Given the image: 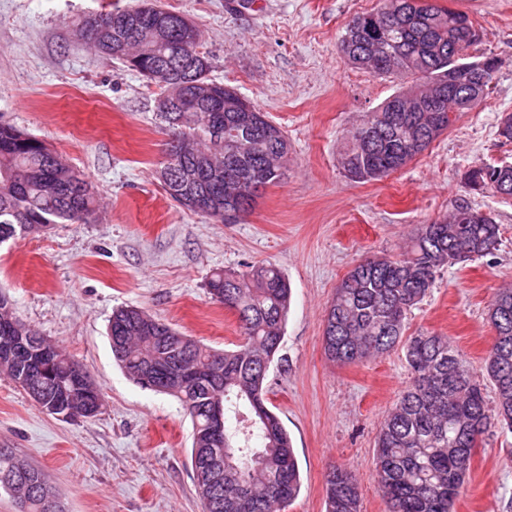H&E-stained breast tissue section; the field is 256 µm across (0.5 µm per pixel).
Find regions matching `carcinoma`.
I'll list each match as a JSON object with an SVG mask.
<instances>
[{
	"mask_svg": "<svg viewBox=\"0 0 512 512\" xmlns=\"http://www.w3.org/2000/svg\"><path fill=\"white\" fill-rule=\"evenodd\" d=\"M96 49L121 59L119 48L136 41L138 58L130 69L161 85L175 111L163 112L179 151L167 154L160 171L166 193L177 203L200 198L240 216L259 188L280 182L276 172L288 155V137L233 88L208 79L210 63L187 40L182 17L152 7L103 12L85 21ZM479 34L468 15L438 8L424 0H386L375 12L357 15L346 26L340 51L363 67L378 58L374 73L399 80L393 100L385 101L349 136L342 166L356 182L379 181L402 168L433 142L427 137L429 111L445 117L448 130V59L469 49ZM482 68L456 71V95L485 99L501 62L479 61ZM472 61V64L479 63ZM253 109V129L244 154L227 171L228 142L235 140L224 101ZM474 190L489 188L512 197V166L485 165L466 174ZM95 212L91 185L76 169L38 139L0 124V236L38 234L53 224L85 223ZM499 244L498 225L463 201L443 221L421 225L402 257L368 258L351 269L326 310L327 358L347 365L404 352L411 381L382 421L375 440L374 476L388 512H453L471 469L470 449L499 425L512 429V288H502L492 305L503 306L491 321L495 340L485 362L495 406L489 407L480 381L466 368L448 337L436 332L404 335L408 312L428 294L436 274L448 265L492 253ZM213 299L236 312L240 342L212 349L182 334L142 308L116 309L108 324L112 353L127 376L143 389L178 399L192 422L191 467L195 490L205 474L204 445L212 394L224 405V487L198 494L204 512H276L291 504L301 487L292 439L268 405V375L284 337L291 294L288 277L270 262L247 264L241 272L219 270L206 282ZM26 336L52 348L18 318L0 309V337ZM157 373L174 367H214L211 380L192 385L154 386L144 381L147 366ZM28 378L39 386L43 408L64 392L69 406L86 408L78 381L63 367L41 374L28 359L8 374L12 382ZM14 452L0 448V487L15 484L12 494L21 512H45L44 492H53L44 473L31 463L19 471ZM249 506L239 507L242 494ZM325 512H361L358 484L345 468L334 466L326 481Z\"/></svg>",
	"mask_w": 512,
	"mask_h": 512,
	"instance_id": "cac0c4a2",
	"label": "carcinoma"
}]
</instances>
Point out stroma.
<instances>
[{
  "label": "stroma",
  "instance_id": "obj_1",
  "mask_svg": "<svg viewBox=\"0 0 512 512\" xmlns=\"http://www.w3.org/2000/svg\"><path fill=\"white\" fill-rule=\"evenodd\" d=\"M102 0H0V124L44 142L91 182L90 221L56 224L0 243V290L16 315L79 361L101 411L62 420L0 376V448L46 475L65 512H203L190 462L192 426L179 402L141 389L112 355L113 309L136 306L211 347L239 337L236 315L205 288L215 270L272 262L291 302L269 372V406L293 442L301 489L287 512H324L327 469L355 474L361 512H386L374 479L379 426L408 386L401 350L349 365L324 354L326 307L342 278L372 257H400L423 224L460 200L500 229L491 254L448 266L405 320L406 334L451 340L476 378L495 332L487 320L512 284V198L465 182L469 169L512 165L500 137L512 113V0H429L466 13L480 38L475 59L501 66L485 100L380 181L349 179L341 153L350 131L400 83L349 66L339 50L348 22L382 0H157L188 18L210 79L233 87L288 135V162L252 210L220 223L182 208L158 171L170 133L156 110L160 86L78 35ZM512 433L492 429L478 448L454 512H507Z\"/></svg>",
  "mask_w": 512,
  "mask_h": 512
}]
</instances>
